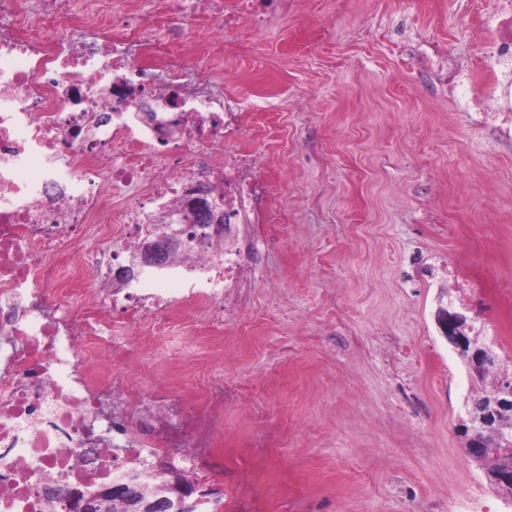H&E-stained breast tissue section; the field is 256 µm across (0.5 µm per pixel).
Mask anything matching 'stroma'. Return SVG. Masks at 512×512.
<instances>
[{"label": "stroma", "instance_id": "35a3bbf8", "mask_svg": "<svg viewBox=\"0 0 512 512\" xmlns=\"http://www.w3.org/2000/svg\"><path fill=\"white\" fill-rule=\"evenodd\" d=\"M499 0H288L209 57L283 224L257 243L217 336L154 338L140 390L201 409L238 390L203 480L224 512H512L466 452L453 301L512 373V117L449 83L490 81Z\"/></svg>", "mask_w": 512, "mask_h": 512}]
</instances>
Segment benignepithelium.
<instances>
[{"mask_svg":"<svg viewBox=\"0 0 512 512\" xmlns=\"http://www.w3.org/2000/svg\"><path fill=\"white\" fill-rule=\"evenodd\" d=\"M208 196L209 190L202 186L189 187L186 190L185 210L179 219L174 221L175 228L168 234L155 235L151 230L145 232L139 249L131 255L128 265L123 269L125 278L129 279L146 268H161L170 255L189 237L202 242L209 238L224 236L230 228V225L224 223V208L209 201ZM437 320L441 331L448 334V343L460 357L464 358L471 372L475 375L488 372V367L491 366V348L488 345H480L475 338L467 336V332L471 331L470 318L458 311L450 300L437 311ZM461 423L467 425L469 438L473 439V446L476 448L480 447V438L477 434H493L500 426L497 409L487 403L483 393L473 395ZM169 491L177 494L178 507L183 512H192L197 505V502L191 500L190 490L184 486L182 478H175L169 486ZM130 497V482L119 479L84 499L80 504V512H104L113 500Z\"/></svg>","mask_w":512,"mask_h":512,"instance_id":"benign-epithelium-1","label":"benign epithelium"}]
</instances>
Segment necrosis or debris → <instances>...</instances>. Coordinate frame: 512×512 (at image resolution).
I'll return each mask as SVG.
<instances>
[{
	"label": "necrosis or debris",
	"instance_id": "4bbe7bcc",
	"mask_svg": "<svg viewBox=\"0 0 512 512\" xmlns=\"http://www.w3.org/2000/svg\"><path fill=\"white\" fill-rule=\"evenodd\" d=\"M137 2L120 14L114 0H0V512H73L64 493L130 474L150 484L166 451L196 480L224 467L223 385L203 412L175 393L135 398L143 365L113 327L162 335L196 300L223 305L247 247L186 244L165 268L183 289L134 301L112 290L111 255L134 251L158 215L177 216L188 185L243 221L276 196L248 180L257 158L222 149L241 133V106L225 101L221 76L186 80L173 48L193 30L223 44L280 0ZM491 24L487 94L512 112V8ZM145 109L162 127L128 132L127 113ZM89 275L98 288L66 290ZM116 364L128 374L113 378Z\"/></svg>",
	"mask_w": 512,
	"mask_h": 512
}]
</instances>
